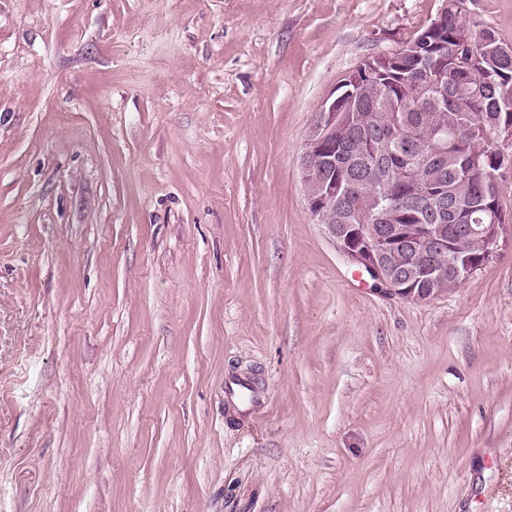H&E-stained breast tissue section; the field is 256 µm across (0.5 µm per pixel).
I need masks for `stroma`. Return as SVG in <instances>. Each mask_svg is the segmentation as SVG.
<instances>
[{"label":"stroma","instance_id":"35a3bbf8","mask_svg":"<svg viewBox=\"0 0 512 512\" xmlns=\"http://www.w3.org/2000/svg\"><path fill=\"white\" fill-rule=\"evenodd\" d=\"M442 7L0 0V512H512V245L378 293L299 171Z\"/></svg>","mask_w":512,"mask_h":512}]
</instances>
